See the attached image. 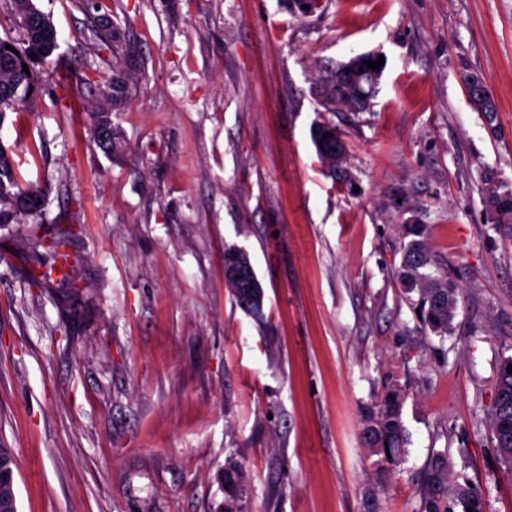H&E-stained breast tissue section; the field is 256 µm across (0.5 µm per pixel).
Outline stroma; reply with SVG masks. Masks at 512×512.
<instances>
[{
	"mask_svg": "<svg viewBox=\"0 0 512 512\" xmlns=\"http://www.w3.org/2000/svg\"><path fill=\"white\" fill-rule=\"evenodd\" d=\"M58 48L0 143L40 219L0 227V447L18 512H423L447 456L486 512H512L490 430L512 356V237L492 224L485 169L512 187V0H33ZM106 13L138 50L124 150L93 143L55 73L104 86L124 58L94 38ZM383 56L366 112H332L331 174L310 130L318 67ZM483 77L497 110L462 82ZM428 227L462 296L450 334L422 322L397 270L404 227ZM72 230L82 317L32 284L31 235ZM245 249L262 315L224 283ZM402 397L406 440L380 466L367 418ZM240 466L230 461L224 467V486L227 497L224 499V512H240L237 488L240 482Z\"/></svg>",
	"mask_w": 512,
	"mask_h": 512,
	"instance_id": "obj_1",
	"label": "stroma"
}]
</instances>
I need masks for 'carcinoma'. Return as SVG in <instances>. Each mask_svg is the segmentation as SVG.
<instances>
[{"label":"carcinoma","mask_w":512,"mask_h":512,"mask_svg":"<svg viewBox=\"0 0 512 512\" xmlns=\"http://www.w3.org/2000/svg\"><path fill=\"white\" fill-rule=\"evenodd\" d=\"M15 14L24 19L35 18L34 25L26 30L25 39L20 43L0 39V124L10 110L29 101L38 88L39 77L36 66L45 62L57 49L56 29L52 22L44 19V14L36 8L33 0H12ZM95 36L113 42L124 40V33L112 21L100 17L96 21ZM12 49H6V46ZM35 56H30V53ZM137 51L126 44L125 61L112 68V79L101 89L97 104L91 112L92 135L98 147L106 154L118 155L123 151V142L117 128L112 123V113L120 110L129 95L133 73L136 67ZM28 65L29 72L22 71ZM382 70H377L372 78L358 72H348L344 63L324 67V77L320 80L317 96L319 105L326 112L343 108L350 112L358 111L359 106L370 108L377 92ZM61 85L70 94L82 98L92 92L94 81L87 76L65 72L60 77ZM104 125L112 131V138L104 142L98 137V127ZM315 133L312 142L322 163L331 173L341 168L346 161V152L336 127L328 126V121L320 119L313 125ZM328 138H323V135ZM481 191L492 223L499 225L506 234L512 235V189L507 188L497 172L487 169L482 175ZM45 201L39 186L20 185L13 160L0 145V224L19 223L25 213L17 209L24 201ZM405 231L410 240L403 247V256L398 278L402 288L418 296L423 306L426 325L440 336L448 334L458 308L460 288L448 268L440 263L431 252L427 242V229L423 224H407ZM71 232L60 235L52 247L49 257L37 256L32 283L38 287L56 285L61 296L69 303V312H80L79 293L73 275L66 269L67 255L58 249L69 243ZM232 295L246 311L260 316L263 312L264 292L258 277L230 283ZM494 413L491 430L496 448L505 465L512 466V428L500 429L503 417L512 419V374L498 372ZM370 441L374 454L381 461L392 464L396 461L403 439L401 420V396L391 389L382 397L378 409L370 418ZM240 466L230 461L224 467V486L227 497L224 499V512H240L237 488L240 482ZM430 496L425 500L426 512H485V503L476 488L468 481H460L445 458L437 459L428 474Z\"/></svg>","instance_id":"cac0c4a2"}]
</instances>
